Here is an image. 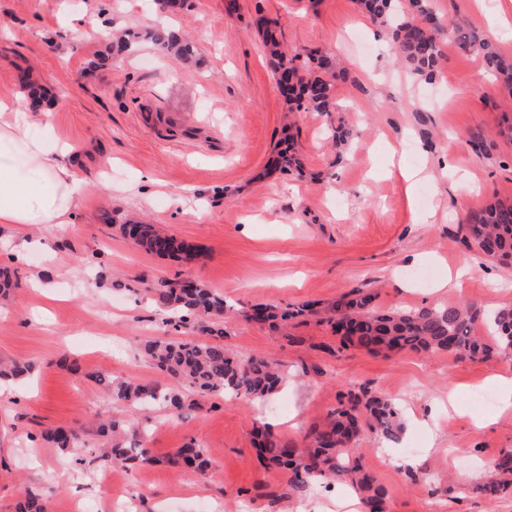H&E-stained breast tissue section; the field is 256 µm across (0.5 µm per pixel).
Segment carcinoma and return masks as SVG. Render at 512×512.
Instances as JSON below:
<instances>
[{"label":"carcinoma","instance_id":"cac0c4a2","mask_svg":"<svg viewBox=\"0 0 512 512\" xmlns=\"http://www.w3.org/2000/svg\"><path fill=\"white\" fill-rule=\"evenodd\" d=\"M361 10L378 22L391 39L396 54L411 75L431 80L441 56L439 32L448 26L465 48H471L482 68L494 73L512 90V57L475 32L463 31L452 20H441L433 0H358ZM163 50L181 60L195 54L193 41L173 29L161 28L148 33ZM264 46L273 64L280 91L292 111L331 112L336 107V83L347 80L348 71L331 55L319 51L296 53L289 57L282 50L276 34L262 31ZM282 170L303 175L304 166L297 152L288 147L279 154ZM468 248L504 265H512V203L489 202L471 211L459 225ZM121 235L136 248L158 257L176 253L189 256L160 226L126 221L118 225ZM157 302L178 315L182 324L192 323L208 335L204 341L183 338H157L146 341L144 355L161 371L178 378L203 396L230 395L263 401L285 382V374L265 357L241 358L224 349V328L216 320L224 318V297L191 281L161 279L150 289ZM375 296L357 289L341 294L326 310L327 323L340 337L342 345L356 343L375 352H448L458 358L491 360L512 352V308L497 310L487 325V334L479 332L485 322L481 309L473 303L433 304L405 311H386L374 305ZM316 313L315 304L292 309H278L257 304L246 318L257 323L275 325L306 314ZM114 398L144 408L157 404L172 414L190 406L184 395L174 388L141 383L131 378L112 383ZM369 429L390 440L399 439L403 431L400 409L391 399L373 394L361 386L342 394L327 422L309 432L310 446L298 448L284 440L270 427L253 428V444L258 456L288 475V485L296 492L306 491L314 482L330 484L343 477L361 496L365 512H384L386 490L376 484L365 470L361 458L350 453L351 444ZM118 424H104L99 432L109 441L102 457L114 464L154 461L144 444L131 443L117 433ZM44 438L56 448L67 450L81 444L73 429L57 427ZM174 461L195 471L209 464L205 448L191 441L174 453ZM495 477L477 490L487 497L512 485V452L500 456L493 464ZM16 512H48L47 501L29 495L16 506Z\"/></svg>","mask_w":512,"mask_h":512}]
</instances>
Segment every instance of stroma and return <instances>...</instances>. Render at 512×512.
I'll return each instance as SVG.
<instances>
[{
	"label": "stroma",
	"mask_w": 512,
	"mask_h": 512,
	"mask_svg": "<svg viewBox=\"0 0 512 512\" xmlns=\"http://www.w3.org/2000/svg\"><path fill=\"white\" fill-rule=\"evenodd\" d=\"M438 13L476 31L512 55V29L494 0H435ZM0 100L22 99L29 132L80 152L84 183L78 217L21 260L9 254L13 225L0 226V268L14 282L0 303V362L29 371L0 387V512H15L40 493L49 512H113L97 480L108 463L98 426L104 421L147 429L157 461L127 469L138 512H278L271 493L290 504L343 512L353 493L343 481L290 493L288 477L265 467L252 446L253 422H277V434L307 447L311 426L341 393L366 383L396 400L405 429L393 446L396 464L366 432L352 455L384 486V512H512V489L496 498L477 487L490 461L512 451V414L499 411L492 377L512 376V355L491 361L385 356L341 347L319 317L273 328L245 319L252 305L317 304L324 309L354 288L375 293L383 310L434 303L512 307V266L479 256L458 235L470 209L497 198L512 202V142L497 136L512 95L457 40L441 36L432 82L399 66L384 30L356 0H186L165 11L156 0H0ZM276 22L289 50L340 57L349 77L337 84L331 113H289L263 52L256 23ZM171 27L194 37L181 62L159 51L148 31ZM140 33L130 52L107 58L109 36ZM41 85L25 98L21 77ZM356 131L343 150L330 130ZM494 133L478 148L468 135ZM294 138L305 176L266 168L275 144ZM422 180L407 191L403 170ZM474 183L462 203L457 180ZM146 217L197 250L182 262L135 248L107 216ZM470 265L456 288L434 294L449 269ZM40 279L53 297L31 286ZM190 279L223 295L224 347L277 360L285 386L258 404L186 389L195 409L173 418L156 408L113 399L108 381L130 376L165 387L180 380L144 355L145 340L201 339L146 291L158 279ZM489 393L477 405L476 389ZM458 394L455 411L438 403ZM57 427L78 430L85 445L62 451L44 440ZM206 448L209 469L184 474L166 458L189 441Z\"/></svg>",
	"instance_id": "obj_1"
}]
</instances>
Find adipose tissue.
<instances>
[{
  "instance_id": "ef3b65f1",
  "label": "adipose tissue",
  "mask_w": 512,
  "mask_h": 512,
  "mask_svg": "<svg viewBox=\"0 0 512 512\" xmlns=\"http://www.w3.org/2000/svg\"><path fill=\"white\" fill-rule=\"evenodd\" d=\"M29 124V114L17 102L0 101V225L17 227L19 252L30 244L28 226L67 232L83 194L78 154L70 146L50 149L28 137Z\"/></svg>"
}]
</instances>
